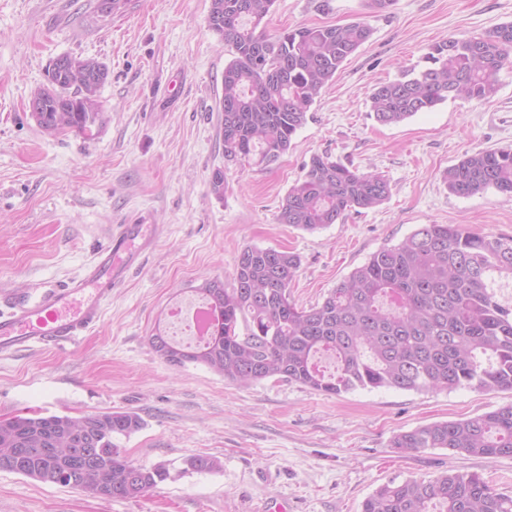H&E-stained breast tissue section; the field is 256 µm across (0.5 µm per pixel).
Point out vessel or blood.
<instances>
[{"mask_svg":"<svg viewBox=\"0 0 512 512\" xmlns=\"http://www.w3.org/2000/svg\"><path fill=\"white\" fill-rule=\"evenodd\" d=\"M155 235L147 224H122L98 253L84 277L43 292L38 303L14 300L0 311V353L32 347L76 344L103 313V303L134 265L135 240L150 244Z\"/></svg>","mask_w":512,"mask_h":512,"instance_id":"vessel-or-blood-1","label":"vessel or blood"}]
</instances>
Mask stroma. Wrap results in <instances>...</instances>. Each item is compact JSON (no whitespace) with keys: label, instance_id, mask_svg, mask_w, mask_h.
I'll return each mask as SVG.
<instances>
[{"label":"stroma","instance_id":"35a3bbf8","mask_svg":"<svg viewBox=\"0 0 512 512\" xmlns=\"http://www.w3.org/2000/svg\"><path fill=\"white\" fill-rule=\"evenodd\" d=\"M97 5L0 0V294L33 302L83 276L118 225L154 224L158 234L78 344L0 354V419L136 413L143 428L118 447L170 477L137 498L103 499L0 472V512H361L382 485L450 469L512 494V457L392 446L401 432L510 404L511 390L241 385L173 366L149 343L159 329L177 335L169 311L204 280L232 287L248 246L299 255L291 292L307 308L419 225L512 236V196L458 197L441 179L466 153L512 145V71L485 101L450 100L389 125L369 109L373 88L422 63L435 42L512 21V0H396L385 12L368 0H275L270 32L361 20L372 35L321 90L288 152L245 169L224 163L219 101L233 53L208 26L210 0H129L114 15ZM65 54L108 68L105 122L90 136L46 132L30 115L32 93ZM322 153L383 176L389 200L316 232L278 223L288 189ZM195 455L219 457L221 470L186 469Z\"/></svg>","mask_w":512,"mask_h":512}]
</instances>
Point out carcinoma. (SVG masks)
Instances as JSON below:
<instances>
[{
	"label": "carcinoma",
	"instance_id": "carcinoma-1",
	"mask_svg": "<svg viewBox=\"0 0 512 512\" xmlns=\"http://www.w3.org/2000/svg\"><path fill=\"white\" fill-rule=\"evenodd\" d=\"M274 2L210 0L208 26L234 54L224 66L220 102L224 160L242 166H269L288 151L315 98L371 36L363 21L271 33L263 20ZM425 62L374 87L370 111L377 122L397 124L449 99L493 97L499 73L512 70V22L485 35L436 42ZM107 76L93 58H57L48 85L30 99L37 125L84 134L102 122L98 92ZM443 180L458 197L489 188L512 195V147L467 153ZM389 196L382 176L314 154L277 220L315 231ZM299 265V256L286 250L244 248L233 287L206 280L195 288L212 319L207 339L184 344L158 330L151 347L174 366L204 365L239 384L286 378L332 395L376 388L512 390V304L499 296L512 288V237L422 224L372 254L309 308L291 293ZM320 354L334 360V372L319 369ZM142 426L139 415L120 411L1 419L0 471L72 489L70 477L81 472L91 495L136 498L169 478L165 467L137 465L112 442ZM393 447L512 457V404L402 432ZM70 448L94 449L93 460L78 469ZM186 465L199 472L222 467L211 455L192 456ZM432 504L440 512H512V495L476 473L449 470L383 485L363 501L362 512H430Z\"/></svg>",
	"mask_w": 512,
	"mask_h": 512
}]
</instances>
